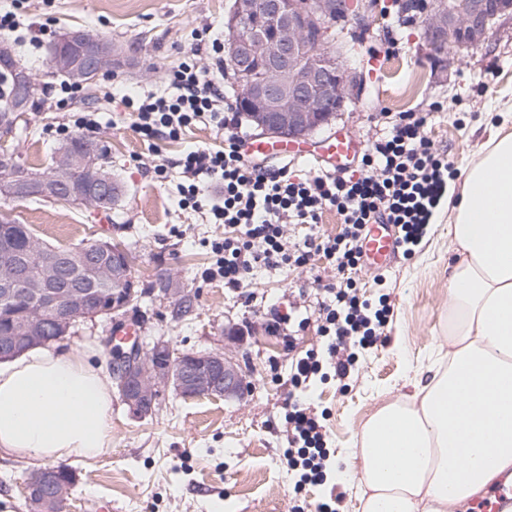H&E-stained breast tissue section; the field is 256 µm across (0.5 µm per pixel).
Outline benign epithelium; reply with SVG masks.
<instances>
[{
    "mask_svg": "<svg viewBox=\"0 0 512 512\" xmlns=\"http://www.w3.org/2000/svg\"><path fill=\"white\" fill-rule=\"evenodd\" d=\"M266 16L275 26V34L266 36L252 27L254 0H237L236 12L225 21L231 35L225 51L244 87L248 104L260 116V128L266 135L282 139L305 137L325 122L328 108L341 110L359 95L360 74L336 62V72L327 63L312 60L300 43L299 18L321 15L319 0H262ZM426 43L432 55L447 57L451 49L473 48L489 36L497 19L512 11V0H425ZM67 41L75 51L62 55L50 52L49 62L56 71L85 84L112 68L118 51L111 43L100 40L83 29L67 32ZM264 61L259 74L248 71L253 60ZM0 66H11L17 74L15 86L16 119H21L30 98L37 90L35 77L16 66L13 49L0 43ZM91 147L78 149L68 140L56 152V166L41 175L26 173L14 159L0 156V193L12 198L42 196L81 205L97 189L112 193V176L97 166ZM83 168L84 182L70 177L72 170ZM40 275L20 293L17 286L27 280L17 260L7 255L0 260V301L15 304L26 298L36 307L32 315L18 323L12 332L0 336V360L9 359L41 343L37 336V318L49 314L63 325L100 315L120 320L132 299L120 302L106 296L92 304L93 291L81 279L84 269L94 271L96 280L108 284L120 282L118 271L105 259L91 265L77 251L65 254L40 249ZM118 393L131 416L146 418L156 411L168 389L184 397L239 398L249 386L236 361L220 353L183 352L158 338L147 349L135 344L114 364ZM75 484L73 473L62 467H41L24 482V496L30 512H59L66 505Z\"/></svg>",
    "mask_w": 512,
    "mask_h": 512,
    "instance_id": "obj_1",
    "label": "benign epithelium"
}]
</instances>
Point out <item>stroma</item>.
<instances>
[{
    "instance_id": "35a3bbf8",
    "label": "stroma",
    "mask_w": 512,
    "mask_h": 512,
    "mask_svg": "<svg viewBox=\"0 0 512 512\" xmlns=\"http://www.w3.org/2000/svg\"><path fill=\"white\" fill-rule=\"evenodd\" d=\"M404 0H371L368 17H350L343 32H328L325 49L343 48L344 62L356 68L362 92L306 140L310 152L320 141L344 133L370 144L388 133L387 115L420 112L423 134L448 156L462 184L465 166L488 127L497 119L499 99L512 96V16L501 17L478 48L455 52L450 64L432 60L425 48L423 21H408ZM232 0H21L23 22L41 30V47L23 59L44 88L60 86L51 74L49 47L68 29L86 27L112 40L120 63L103 75L91 108L101 123L95 140L104 146L112 171L126 187L112 218L87 206L0 196V215L29 225L42 241L76 247L109 239L134 255L133 275L151 284L158 273L177 279L191 293V308L174 318V304L159 292L131 310L142 331L140 345L165 337L177 349L218 352L238 360L251 383L239 399H185L165 393L158 411L132 418L120 399L112 401V450L93 461L65 459L75 486L63 512H282L298 499L315 501L341 492L338 512H357L355 479L346 477L351 451L365 422L400 394L433 360L448 336V226L428 225L411 256H396L382 280L361 271L360 294L371 301L387 297L393 318L387 339L362 352L346 381H313L309 400L327 431L335 467L324 485L296 487L284 452L289 370L309 349H321L316 309L321 284L336 272L321 256L304 268L256 272L245 292L207 277L214 257L210 240L224 234L207 213L181 208L176 186L182 177L175 162L188 148L222 147L225 132L208 122L186 129L181 139L147 142L136 132L123 94L167 84L169 73L195 47L204 27L223 31ZM85 91L57 105L40 101L9 133L0 131V155L19 157L37 170L47 168L59 143L73 136V119L86 111ZM167 165L158 175L156 165ZM276 305L300 327L293 340L268 335L259 314ZM109 321L85 320L58 341L61 349H88L109 357L104 343ZM34 466L0 458V512H28L23 483Z\"/></svg>"
}]
</instances>
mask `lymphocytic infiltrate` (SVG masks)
I'll use <instances>...</instances> for the list:
<instances>
[{
	"instance_id": "f902f5d3",
	"label": "lymphocytic infiltrate",
	"mask_w": 512,
	"mask_h": 512,
	"mask_svg": "<svg viewBox=\"0 0 512 512\" xmlns=\"http://www.w3.org/2000/svg\"><path fill=\"white\" fill-rule=\"evenodd\" d=\"M211 68H201L188 56L170 74L166 92L139 91L123 102L134 116L136 131L147 139L176 140L201 121L227 130L223 148L187 151L178 165L185 177L180 204L207 210L211 221L223 225L224 235L211 243L215 266L209 277L225 287H247L250 274L261 267L306 266L319 254L337 272L361 268V240L367 225H396L401 246L415 244L447 194V156L423 134L425 119L414 113L392 118L389 134L370 144L355 176L325 172L312 178L292 175L287 167L271 169L253 163L240 147L242 119L224 109V44L207 42ZM218 187L212 195L210 187ZM333 208L343 220L336 237L321 235L319 219ZM307 225L303 241L290 242L286 227ZM334 298L321 304V331L329 341L322 350L308 351L293 365L285 415L288 426V466L301 483L325 482L329 451L323 425L305 398L313 377L331 365L337 379L349 376L357 349L385 341L390 321L386 299L370 303L357 291L354 279L327 284Z\"/></svg>"
}]
</instances>
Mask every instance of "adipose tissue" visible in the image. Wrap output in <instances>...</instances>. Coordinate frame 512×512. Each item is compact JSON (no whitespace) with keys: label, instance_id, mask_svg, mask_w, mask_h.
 Returning a JSON list of instances; mask_svg holds the SVG:
<instances>
[{"label":"adipose tissue","instance_id":"obj_1","mask_svg":"<svg viewBox=\"0 0 512 512\" xmlns=\"http://www.w3.org/2000/svg\"><path fill=\"white\" fill-rule=\"evenodd\" d=\"M449 194L448 352L418 398L365 423L360 512H451L512 470V100ZM112 390L88 352L33 347L0 364V458L92 460L112 447Z\"/></svg>","mask_w":512,"mask_h":512}]
</instances>
